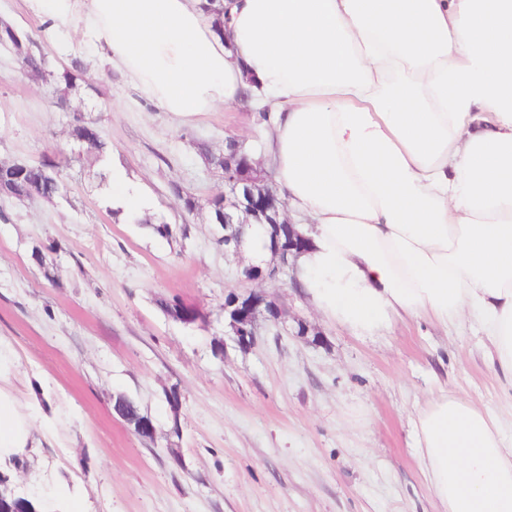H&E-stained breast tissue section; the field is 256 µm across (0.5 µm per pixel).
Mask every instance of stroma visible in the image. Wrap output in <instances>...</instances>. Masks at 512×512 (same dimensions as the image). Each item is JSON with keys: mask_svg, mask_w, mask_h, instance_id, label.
Returning a JSON list of instances; mask_svg holds the SVG:
<instances>
[{"mask_svg": "<svg viewBox=\"0 0 512 512\" xmlns=\"http://www.w3.org/2000/svg\"><path fill=\"white\" fill-rule=\"evenodd\" d=\"M0 20L55 66L82 56L90 85L61 111L52 83L0 47V161L77 150L74 110L112 144L110 162L66 169L65 197L0 196V340L18 356L11 389L22 400L42 385L53 409L12 471L16 491L75 512H442L413 422L444 391L505 415L485 336L408 318L360 336L300 289L240 281L251 259L213 241L206 201L224 181L199 148L219 154L233 138L262 162L255 112L223 106L177 122L99 69L80 35L45 32L22 0H0ZM116 166L147 202L144 223L110 212ZM175 183L198 199L194 213ZM162 221L172 237L154 233ZM252 289L284 307L287 324L261 322L243 350L224 324V298ZM175 298L198 311L196 322L166 313ZM301 322L317 342L296 336ZM120 395L151 418L153 439L114 413Z\"/></svg>", "mask_w": 512, "mask_h": 512, "instance_id": "35a3bbf8", "label": "stroma"}]
</instances>
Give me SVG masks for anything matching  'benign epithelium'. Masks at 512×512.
<instances>
[{"label": "benign epithelium", "mask_w": 512, "mask_h": 512, "mask_svg": "<svg viewBox=\"0 0 512 512\" xmlns=\"http://www.w3.org/2000/svg\"><path fill=\"white\" fill-rule=\"evenodd\" d=\"M224 175V212L218 224L224 225V253L234 258L241 254V235L249 224L265 227L269 250L278 263L262 268L250 264L239 269L241 280L275 282L288 275L290 261L302 253L307 238L285 217L286 202L269 186L267 171L254 162L242 143L211 162ZM286 324V312L262 292L229 293L224 299V318L236 341L251 346L258 336L259 318Z\"/></svg>", "instance_id": "benign-epithelium-1"}]
</instances>
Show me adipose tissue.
Segmentation results:
<instances>
[{"label": "adipose tissue", "mask_w": 512, "mask_h": 512, "mask_svg": "<svg viewBox=\"0 0 512 512\" xmlns=\"http://www.w3.org/2000/svg\"><path fill=\"white\" fill-rule=\"evenodd\" d=\"M24 0L179 121L243 102L305 220L301 281L358 332L469 318L512 403V0ZM0 340V458L31 447ZM444 512H512V434L443 394L414 421Z\"/></svg>", "instance_id": "obj_1"}]
</instances>
